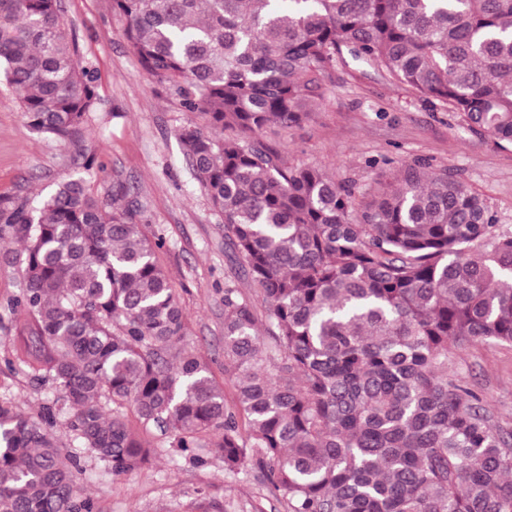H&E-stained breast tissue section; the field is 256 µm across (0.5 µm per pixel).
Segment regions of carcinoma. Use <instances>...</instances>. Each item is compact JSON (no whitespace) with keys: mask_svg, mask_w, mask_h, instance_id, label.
<instances>
[{"mask_svg":"<svg viewBox=\"0 0 512 512\" xmlns=\"http://www.w3.org/2000/svg\"><path fill=\"white\" fill-rule=\"evenodd\" d=\"M142 71L202 125L186 165L224 219L244 285L224 283V388L136 205L71 179L31 211L0 196L5 367L58 397H0V512H95L76 474L162 453L258 466L290 512H512V432L454 369L512 347V232L446 170L402 164L351 220L355 191L264 140L301 124L346 58L512 148V0H112ZM0 72L34 131L78 144L97 77L61 0H0ZM262 299L258 310L254 297ZM69 446L55 434L59 422ZM19 267L17 264L6 262L0 257V304L3 306L7 299L17 289L15 285L19 281Z\"/></svg>","mask_w":512,"mask_h":512,"instance_id":"carcinoma-1","label":"carcinoma"}]
</instances>
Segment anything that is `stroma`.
Returning a JSON list of instances; mask_svg holds the SVG:
<instances>
[{
	"instance_id": "1",
	"label": "stroma",
	"mask_w": 512,
	"mask_h": 512,
	"mask_svg": "<svg viewBox=\"0 0 512 512\" xmlns=\"http://www.w3.org/2000/svg\"><path fill=\"white\" fill-rule=\"evenodd\" d=\"M68 29L96 71L101 105L83 139L94 167L67 143L31 130L20 101L0 75V196L39 207L66 181L82 177L90 193L111 200L112 183L124 181L141 208L147 232L162 234L158 261L188 314V334L216 380L224 378V283L239 272L224 255V224L191 176L177 129L202 122L141 71L112 0H62ZM292 165L321 169L370 198L397 168L415 161L445 169L476 191L502 228L512 231V148L473 134L454 113L394 85L377 71L353 63L337 71L336 84L300 125L270 137ZM454 367L512 431V348L478 345L458 351ZM0 394L23 411L50 397L22 373H0ZM79 480L95 512H190L197 500L224 512H288V501L259 468L232 474L216 459L196 467L167 454L145 469L112 478L102 463L83 458Z\"/></svg>"
}]
</instances>
